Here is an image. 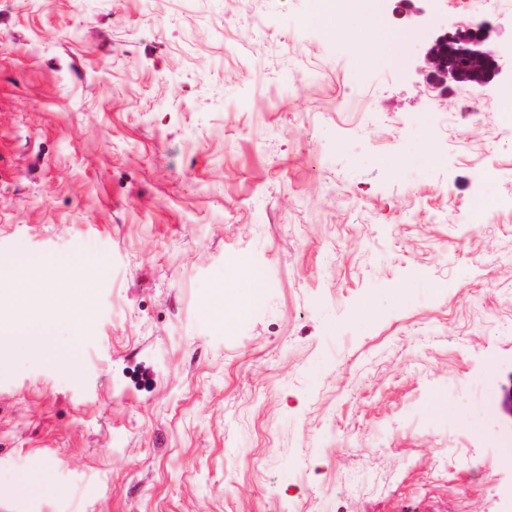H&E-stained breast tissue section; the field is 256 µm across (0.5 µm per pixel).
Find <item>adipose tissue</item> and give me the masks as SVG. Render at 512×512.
<instances>
[{"instance_id": "1", "label": "adipose tissue", "mask_w": 512, "mask_h": 512, "mask_svg": "<svg viewBox=\"0 0 512 512\" xmlns=\"http://www.w3.org/2000/svg\"><path fill=\"white\" fill-rule=\"evenodd\" d=\"M357 18L363 19L374 39L371 50L391 64H400L402 49L408 39L406 31L391 26L376 0H358ZM36 260L22 253L0 257V274L7 276L18 295L9 317L0 316V344H22L30 353H43L59 314H66L72 325L80 323L81 299L58 301L57 282L68 273L60 265L34 275Z\"/></svg>"}]
</instances>
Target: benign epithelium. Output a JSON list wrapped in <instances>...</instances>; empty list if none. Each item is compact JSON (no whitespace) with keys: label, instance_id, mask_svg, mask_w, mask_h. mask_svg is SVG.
Masks as SVG:
<instances>
[{"label":"benign epithelium","instance_id":"obj_1","mask_svg":"<svg viewBox=\"0 0 512 512\" xmlns=\"http://www.w3.org/2000/svg\"><path fill=\"white\" fill-rule=\"evenodd\" d=\"M493 25L487 21L466 27H440L422 56L420 71L437 88L448 84L484 88L500 77V56L486 48Z\"/></svg>","mask_w":512,"mask_h":512}]
</instances>
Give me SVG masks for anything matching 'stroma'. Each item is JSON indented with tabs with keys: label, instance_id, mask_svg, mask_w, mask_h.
<instances>
[{
	"label": "stroma",
	"instance_id": "35a3bbf8",
	"mask_svg": "<svg viewBox=\"0 0 512 512\" xmlns=\"http://www.w3.org/2000/svg\"><path fill=\"white\" fill-rule=\"evenodd\" d=\"M379 5L402 67L343 0H0V256L90 300L0 370V512H512V76L417 71L512 0Z\"/></svg>",
	"mask_w": 512,
	"mask_h": 512
}]
</instances>
